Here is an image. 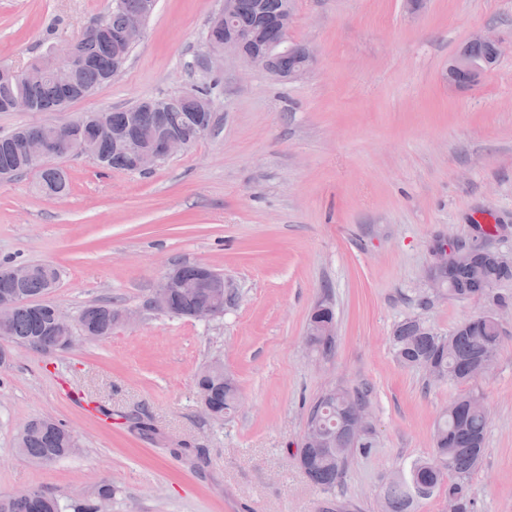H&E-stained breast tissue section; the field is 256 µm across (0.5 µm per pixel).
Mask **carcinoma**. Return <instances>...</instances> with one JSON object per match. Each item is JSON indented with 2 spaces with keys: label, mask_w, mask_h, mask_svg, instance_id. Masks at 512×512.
Returning <instances> with one entry per match:
<instances>
[{
  "label": "carcinoma",
  "mask_w": 512,
  "mask_h": 512,
  "mask_svg": "<svg viewBox=\"0 0 512 512\" xmlns=\"http://www.w3.org/2000/svg\"><path fill=\"white\" fill-rule=\"evenodd\" d=\"M289 0H239L238 19L260 35L269 37V22L288 6ZM146 0H111L103 16L110 32H118L135 21L146 22L152 11L144 9ZM81 51L87 63L77 69L72 88L65 94L52 74L45 69L28 67L25 71L0 78V111L7 109L15 97L32 100V111L44 112L48 105L54 109L66 108L71 102L94 93L112 80L127 59L132 48L112 40L110 36H88L81 42ZM299 62L297 53L270 55L271 71L279 78H288V71ZM213 87L202 84L195 88L196 99L186 102L181 94L154 98L134 110L119 112H88L65 125L23 126L11 134L0 136V174L16 178L35 173L40 192L52 197L70 188L69 175L58 161L71 156H86L108 170L133 172L136 170L132 154L113 133L124 134L133 144L145 148L158 137L181 135L197 140L203 113L201 104L211 106ZM60 145L51 156L42 157L45 144ZM39 275L24 287L13 288L0 280V303L11 305L10 318L0 322V339L40 348L45 352L63 350L69 344L67 337L78 332L104 338L112 335V325L118 321L119 309L112 304L94 305L83 309L76 326L69 331L56 327L53 304L44 302L38 307L30 298L51 292L61 278L60 270L51 264L40 263ZM186 287L177 288L168 300L165 313L193 318L198 309L211 304L212 315L224 314V306L235 300L232 292L226 298L212 302L198 288L192 287L197 266L178 267ZM444 288L440 294L457 299L490 297L497 303L505 300L487 293V287L512 279V268L505 267L486 252L478 253L466 266L450 267L442 273ZM309 321L335 322L334 309L322 303L313 308ZM309 346L328 356L336 345L333 336H309ZM501 342L500 322L490 314H482L456 327L449 336L435 332L423 320L411 317L398 323L390 336V347L397 363L405 367L424 369L431 364L438 372V380L469 383L472 368L485 364L493 366ZM206 381L196 383L211 398L217 411L228 414L240 402L236 380H227L224 365ZM366 402L364 395L338 387L320 395L311 406L307 425L329 432L333 440L327 452L301 447L296 456L309 480L326 491L343 480L356 454L375 447L374 433L355 440L345 430V424ZM483 398L469 392L452 400L436 422L432 453L414 460L408 467L392 472L383 485L382 497L386 512H416L422 499L443 493L454 503L458 512H471L468 480L476 472L485 454V439L489 420L481 404ZM16 453L34 464H50L77 454L78 441L70 430L50 418H35L25 424L16 441ZM112 500V484L102 482L96 497L89 501H70L42 491L9 495L0 494V512H97L100 500Z\"/></svg>",
  "instance_id": "cac0c4a2"
}]
</instances>
